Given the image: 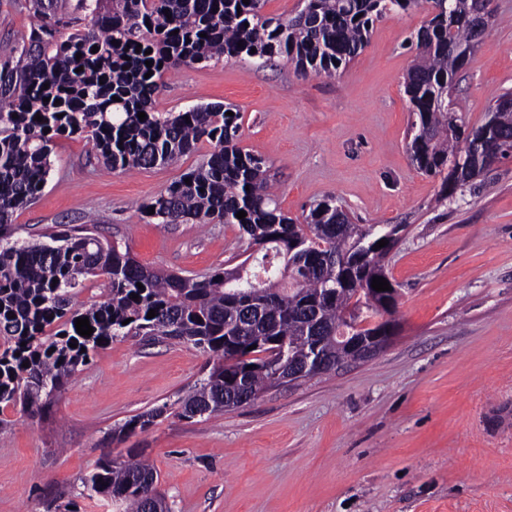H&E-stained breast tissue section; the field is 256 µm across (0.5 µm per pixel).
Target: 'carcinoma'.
Segmentation results:
<instances>
[{"label":"carcinoma","instance_id":"1","mask_svg":"<svg viewBox=\"0 0 512 512\" xmlns=\"http://www.w3.org/2000/svg\"><path fill=\"white\" fill-rule=\"evenodd\" d=\"M429 2L430 19L416 34V57L404 77L415 115L409 150L418 170L440 178L445 199L470 178L459 159L476 154L485 171L512 158L498 144L512 139V111L489 112L472 128L456 115L455 77L485 34L474 23L476 0ZM264 4L28 0L35 23L0 61V430L10 425L4 418L10 408L30 416L49 410L86 359L118 338L183 340L209 356L208 373L191 392L133 416L114 431L122 437L169 411L191 419L229 410L228 401L244 390L257 398L277 386L290 365L308 363L317 344L327 357H344L336 328L346 324L353 300L372 299L352 324L359 336L374 332L386 292L371 283L375 276L389 278L388 248L369 253L360 244L392 236L399 225L357 224L334 199L297 223L280 210L265 159L239 146V112L228 116L233 107L221 103L160 112L154 95L170 67L248 55L253 48L259 59L286 54L302 76L328 72L359 54L376 21L419 0H306L307 14L276 22L262 14ZM37 114L43 121L34 120ZM74 134L86 135L111 170L168 165L208 142L212 150L203 161L143 212L155 209L151 218L160 224H235L248 245L260 248L254 264L189 277L147 267L128 246L90 235L66 230L44 240L16 237L12 216L38 199L55 139ZM241 210L243 219L236 217ZM338 260L348 273L340 287ZM98 277L106 278V299L76 306L74 297ZM151 309L156 316L149 319ZM85 317L94 329L89 337L75 327ZM158 481L141 460H106L82 484L118 512H146L143 485Z\"/></svg>","mask_w":512,"mask_h":512}]
</instances>
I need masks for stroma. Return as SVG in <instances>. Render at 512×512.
<instances>
[{
	"mask_svg": "<svg viewBox=\"0 0 512 512\" xmlns=\"http://www.w3.org/2000/svg\"><path fill=\"white\" fill-rule=\"evenodd\" d=\"M455 79L467 126L512 92V0ZM426 6L375 22L335 73L287 57L167 69L156 107L236 105L240 145L270 162L278 203L301 220L333 197L363 224L403 230L385 259L399 292L383 352L273 388L211 416L166 415L123 439L134 415L173 404L207 373L189 343L128 336L94 353L52 406L11 413L0 435V512H113L81 479L103 458L142 455L171 512H512V159L440 199L406 148L403 88ZM26 0H0V59L29 31ZM105 171L86 136L56 140L19 237L72 229L126 243L143 265L186 276L246 257L231 224H160L140 205L196 168Z\"/></svg>",
	"mask_w": 512,
	"mask_h": 512,
	"instance_id": "obj_1",
	"label": "stroma"
}]
</instances>
